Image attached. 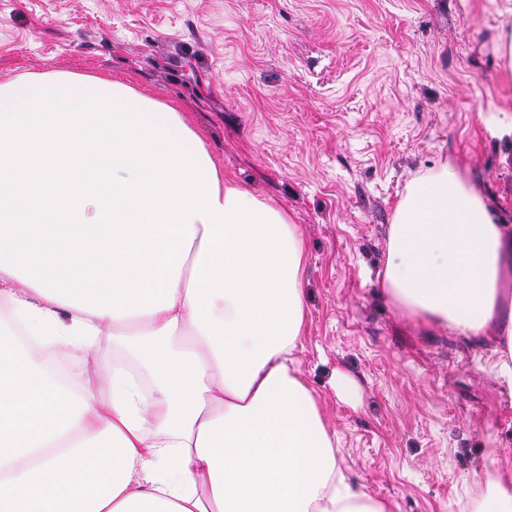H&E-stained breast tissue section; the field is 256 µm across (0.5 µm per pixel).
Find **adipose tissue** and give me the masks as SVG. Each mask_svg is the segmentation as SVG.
<instances>
[{"mask_svg":"<svg viewBox=\"0 0 512 512\" xmlns=\"http://www.w3.org/2000/svg\"><path fill=\"white\" fill-rule=\"evenodd\" d=\"M306 261L175 108L122 83L0 82V512H390L345 476L302 376ZM512 227L450 165L412 180L381 280L466 336L505 330ZM115 339L119 360L96 363ZM87 364L57 377L45 351Z\"/></svg>","mask_w":512,"mask_h":512,"instance_id":"1","label":"adipose tissue"}]
</instances>
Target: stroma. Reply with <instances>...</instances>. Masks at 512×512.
Instances as JSON below:
<instances>
[{"instance_id":"stroma-1","label":"stroma","mask_w":512,"mask_h":512,"mask_svg":"<svg viewBox=\"0 0 512 512\" xmlns=\"http://www.w3.org/2000/svg\"><path fill=\"white\" fill-rule=\"evenodd\" d=\"M512 0H0V81L66 74L173 106L303 234L296 352L349 480L391 512L512 483V387L380 287L397 204L450 164L512 225ZM355 386L337 389L338 377Z\"/></svg>"}]
</instances>
